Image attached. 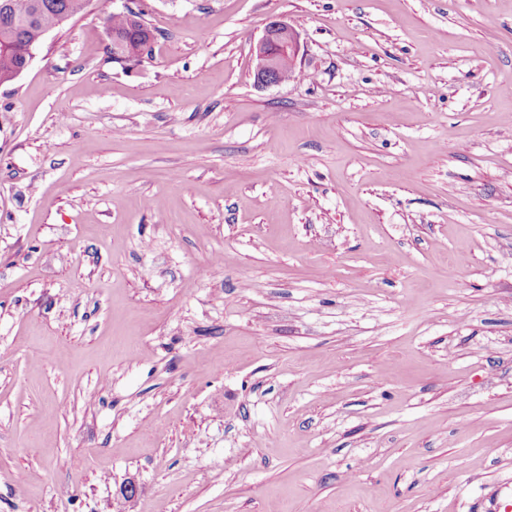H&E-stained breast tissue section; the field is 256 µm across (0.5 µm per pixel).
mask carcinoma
<instances>
[{
  "mask_svg": "<svg viewBox=\"0 0 512 512\" xmlns=\"http://www.w3.org/2000/svg\"><path fill=\"white\" fill-rule=\"evenodd\" d=\"M79 0H41L38 13H33V0H6L0 7V82L10 81L15 68L21 66L37 32L56 29L80 13ZM112 34L118 40L116 47L131 59L143 54L145 39L151 30L142 24L131 23L128 15H110Z\"/></svg>",
  "mask_w": 512,
  "mask_h": 512,
  "instance_id": "1",
  "label": "carcinoma"
}]
</instances>
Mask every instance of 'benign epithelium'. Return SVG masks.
Masks as SVG:
<instances>
[{
    "label": "benign epithelium",
    "instance_id": "obj_1",
    "mask_svg": "<svg viewBox=\"0 0 512 512\" xmlns=\"http://www.w3.org/2000/svg\"><path fill=\"white\" fill-rule=\"evenodd\" d=\"M300 44L295 30L281 20L268 24L252 53L254 83L268 87L278 83L283 67L295 68Z\"/></svg>",
    "mask_w": 512,
    "mask_h": 512
}]
</instances>
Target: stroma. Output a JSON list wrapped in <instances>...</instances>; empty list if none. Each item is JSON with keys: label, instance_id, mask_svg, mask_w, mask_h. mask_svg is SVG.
I'll list each match as a JSON object with an SVG mask.
<instances>
[{"label": "stroma", "instance_id": "stroma-1", "mask_svg": "<svg viewBox=\"0 0 512 512\" xmlns=\"http://www.w3.org/2000/svg\"><path fill=\"white\" fill-rule=\"evenodd\" d=\"M276 19L312 81L255 86ZM506 483L512 0H88L0 83V512ZM110 29L109 23L106 20L104 25V31L109 39L112 38V34H114L118 40V43L113 44L112 42V51H114V47L122 48V54H126L130 59H137L143 54V46L145 44V39H148V35L151 34L153 40L152 31L147 27L139 24L131 23L127 14L123 13H113L110 14ZM152 40L150 45L148 46L147 56L152 53Z\"/></svg>", "mask_w": 512, "mask_h": 512}]
</instances>
